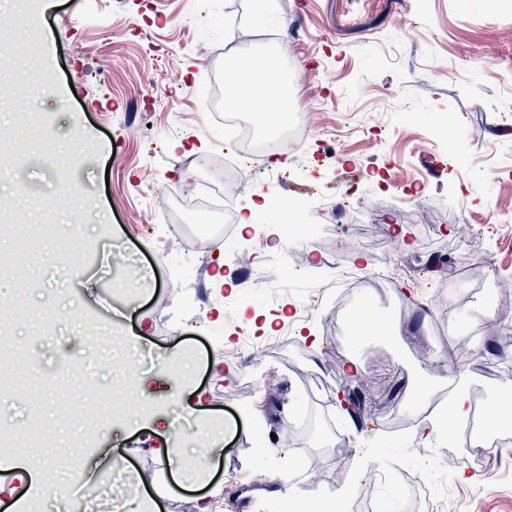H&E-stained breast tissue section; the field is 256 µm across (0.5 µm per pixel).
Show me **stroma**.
Returning a JSON list of instances; mask_svg holds the SVG:
<instances>
[{"mask_svg": "<svg viewBox=\"0 0 512 512\" xmlns=\"http://www.w3.org/2000/svg\"><path fill=\"white\" fill-rule=\"evenodd\" d=\"M250 2L198 0L224 19L208 27L186 21L187 0H36L28 13L0 0L14 67L27 75L0 95V136L21 130L29 141L18 164L0 157V199L53 228L30 250L36 287L0 272V301L23 309L4 337L13 355L0 375L18 382L0 395V422L40 430L26 461L72 487L64 512H145L150 496L155 512H201L204 500L210 512H240L247 487L268 482L249 512L341 496L346 512H419L422 498L432 512L456 501L512 512V445L450 446L417 423L434 403L417 382L447 389L452 342L469 348L474 385L512 394V330L474 295L496 281L512 293V166L493 159L497 142L512 141V0H270L264 27ZM272 34L288 109L310 121L308 159L277 166L275 195L303 205L315 235L273 248L256 236L200 239L206 215L164 218L169 190L229 148L200 75L251 59ZM444 117L452 146L429 147ZM452 149L462 164H449ZM420 177L424 211L402 193ZM350 185L373 210L351 224L346 263L381 277L350 305L368 308L391 339L358 343L331 301L285 342L225 361L236 324L258 329L314 291L336 254L329 207ZM434 252L450 257L446 271L428 267ZM244 273L282 284L220 318ZM146 370L161 375V397L124 410ZM181 385L199 388L201 405L178 401ZM343 387L358 390L362 421L338 404ZM103 391L114 411L84 431L74 414ZM161 413L174 421L163 438L147 429ZM216 420L222 455L183 449L182 468L207 474L182 481L160 448Z\"/></svg>", "mask_w": 512, "mask_h": 512, "instance_id": "35a3bbf8", "label": "stroma"}]
</instances>
